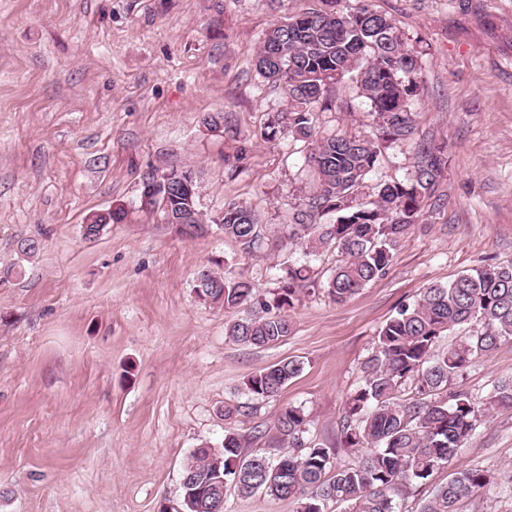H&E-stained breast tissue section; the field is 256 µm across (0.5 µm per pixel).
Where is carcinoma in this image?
<instances>
[{"mask_svg": "<svg viewBox=\"0 0 512 512\" xmlns=\"http://www.w3.org/2000/svg\"><path fill=\"white\" fill-rule=\"evenodd\" d=\"M332 4L329 11L301 12L272 25L257 53L256 70L288 94V111L268 117V142L286 133L312 137L315 112L345 79L368 101L374 133L316 141L305 157L316 189L297 210L288 232L271 242L279 251L294 242L306 243L311 252L336 249L341 260L327 288L341 302L386 273L401 238L418 223L423 202L435 197L448 167V148L444 142L420 144L410 175L380 183L372 198L364 197L381 148L416 133L413 100L419 95L423 57L390 17L369 4L342 9L335 7L337 0ZM162 194L167 196L163 214L178 219L191 210L194 224L203 225L196 198L171 188ZM328 214L336 216L334 223H321ZM214 224L246 251L262 244V224L246 205L225 204ZM208 280L204 301L226 309H257L230 325L226 335L239 344L262 347L291 332L288 312L312 282V270L284 267L278 288L260 299L241 276L212 271ZM471 323L476 325L471 336L439 346L454 327ZM506 339H512V261L483 264L446 284H433L379 330L363 383L346 400L343 446L361 452L356 464L329 475L331 449L307 439L308 416L290 405L277 417L278 433L288 448L278 460L245 453L239 435L229 432L216 450L222 459L220 474L212 470L207 451L196 449L182 474L183 491L201 500V512H209L211 489L220 476L241 495L261 492L292 501L296 512H323L326 501L343 503L345 512H395V500L445 466L474 435L481 418L512 408V379L494 386L482 400L448 390L476 359L493 353ZM302 369L295 359L282 360L251 376L246 390L257 398L273 397ZM408 381L415 384L416 397L403 404L398 393ZM502 485L512 488V469H464L436 488L420 512H458L464 500Z\"/></svg>", "mask_w": 512, "mask_h": 512, "instance_id": "carcinoma-1", "label": "carcinoma"}]
</instances>
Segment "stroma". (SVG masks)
Instances as JSON below:
<instances>
[{"label":"stroma","mask_w":512,"mask_h":512,"mask_svg":"<svg viewBox=\"0 0 512 512\" xmlns=\"http://www.w3.org/2000/svg\"><path fill=\"white\" fill-rule=\"evenodd\" d=\"M424 53L413 140L392 145L371 184L411 173L418 142L448 145L443 202L424 210L385 276L345 302L326 281L335 250L243 251L222 233L176 234L140 208L151 168L196 172L204 217L234 201L268 238L285 233L315 181L311 143L264 141L282 86L254 60L266 29L325 0H0V512H182L195 448L227 430L277 458L280 410L303 407L308 439L343 450L345 402L382 325L424 288L512 260V0H368ZM351 82L329 93L316 134H371ZM222 114L221 127L205 116ZM120 208L94 241L82 226ZM39 240L35 254L20 240ZM316 283L268 347L226 336L239 310L199 300L200 270L244 276L264 297L283 263ZM303 370L258 400L246 380L285 359ZM512 378V340L476 360L453 389L485 397ZM236 409L225 420V409ZM512 466V409L498 411L396 512L470 468Z\"/></svg>","instance_id":"stroma-1"}]
</instances>
